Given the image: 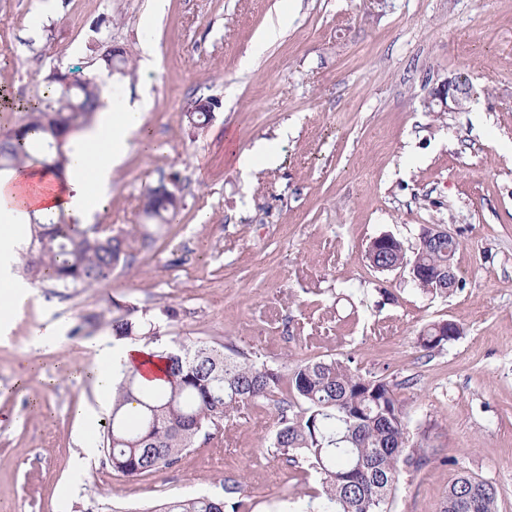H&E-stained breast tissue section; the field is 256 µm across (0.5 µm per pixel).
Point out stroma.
<instances>
[{
    "label": "stroma",
    "mask_w": 512,
    "mask_h": 512,
    "mask_svg": "<svg viewBox=\"0 0 512 512\" xmlns=\"http://www.w3.org/2000/svg\"><path fill=\"white\" fill-rule=\"evenodd\" d=\"M152 10L153 0H0V97H29L55 70L94 69L109 39L136 71L110 76L107 92L150 96L157 145H131L95 216L116 231L146 227L150 244L106 285L65 297L35 283L0 325V512H135L234 484L241 512H304L319 490L307 464L274 452L278 409L263 402L172 466L129 476L99 453L77 469L84 441L101 444L112 400L73 378L99 351L71 330L114 299L146 311L162 343H221L284 375L301 361L352 359L394 387L409 450H426L421 467H402L392 512H440L463 474L512 512V0H166L162 17ZM278 20L279 38L256 47ZM452 75L473 84L471 102L431 111V88ZM200 96L217 105L196 128L185 112ZM262 139L276 142L274 165L245 171L225 153V141L244 152ZM172 178L178 215L147 224L143 193ZM427 225L459 243L454 293L421 292L407 269L380 273L365 258L373 238L411 248ZM443 320L459 338L422 350L420 331ZM46 323L59 334L35 345ZM81 405L92 427L80 426Z\"/></svg>",
    "instance_id": "35a3bbf8"
}]
</instances>
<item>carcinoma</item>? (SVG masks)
<instances>
[{"label":"carcinoma","mask_w":512,"mask_h":512,"mask_svg":"<svg viewBox=\"0 0 512 512\" xmlns=\"http://www.w3.org/2000/svg\"><path fill=\"white\" fill-rule=\"evenodd\" d=\"M99 66L124 72L130 59L121 45L107 43ZM100 86L81 70L52 71L46 84L10 108L15 118L0 130V170L40 166L60 176L69 158L67 138L87 125L101 105ZM194 100L186 117L194 127L210 121L211 113ZM165 182L148 188L141 200L143 214L156 224H169L181 207ZM31 242L23 273L33 281L57 288H94L108 282L119 266L130 264L133 250L147 245L150 235L118 231L102 224H68L60 213L31 219ZM459 243L445 237L437 245L419 242L408 254L390 246L376 254L372 268L418 262L428 277L414 281L424 292L449 294L463 281L438 289L436 270L454 259ZM108 327L117 341L160 340L147 313L116 300L103 312L83 319L74 333ZM460 332L453 321L427 326L420 335L425 351L444 347ZM207 341H172L160 357L166 366L162 383L142 385L124 370L112 388V412L103 432V450L112 469L141 475L178 462L209 429H218L240 407L282 392V375L266 362ZM290 400L279 401V419L272 447L287 461H304L320 477L321 491L310 495L312 512H390L389 500L401 465L421 466L423 454H407L408 419L392 387L362 375L351 362L312 360L288 374ZM226 496L198 495L164 500L146 512H237L230 496L238 487H224ZM441 512H498L493 486L469 475L448 488Z\"/></svg>","instance_id":"1"}]
</instances>
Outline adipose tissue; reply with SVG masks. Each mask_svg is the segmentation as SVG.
Listing matches in <instances>:
<instances>
[{
	"mask_svg": "<svg viewBox=\"0 0 512 512\" xmlns=\"http://www.w3.org/2000/svg\"><path fill=\"white\" fill-rule=\"evenodd\" d=\"M147 102L103 97L97 119L73 145L66 179L40 170H19L0 176V316L21 307L30 295L29 285L15 272L23 228L33 213L69 215L73 223L91 222L98 197L108 195L112 172L130 149L132 140L148 145L144 127ZM136 371L145 385L159 384L165 362L153 348L141 344L99 343V364L91 371L95 388L110 396L119 368Z\"/></svg>",
	"mask_w": 512,
	"mask_h": 512,
	"instance_id": "ef3b65f1",
	"label": "adipose tissue"
}]
</instances>
